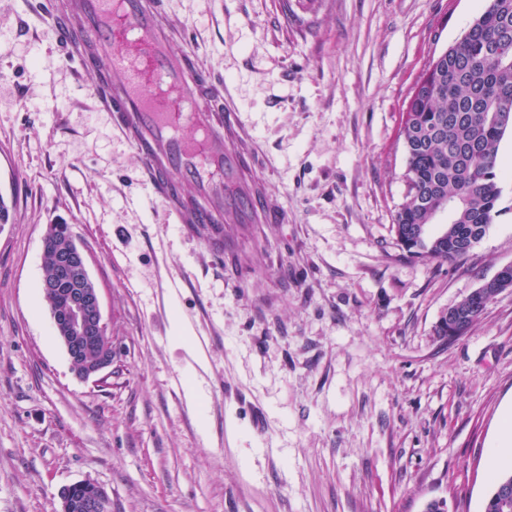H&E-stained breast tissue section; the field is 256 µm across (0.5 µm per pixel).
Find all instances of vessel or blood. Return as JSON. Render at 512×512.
Returning a JSON list of instances; mask_svg holds the SVG:
<instances>
[{"instance_id": "b4317fda", "label": "vessel or blood", "mask_w": 512, "mask_h": 512, "mask_svg": "<svg viewBox=\"0 0 512 512\" xmlns=\"http://www.w3.org/2000/svg\"><path fill=\"white\" fill-rule=\"evenodd\" d=\"M43 14L60 35L64 64L106 75L94 96L175 223H287L223 76L201 63L166 0H48ZM178 41L187 50L173 52Z\"/></svg>"}]
</instances>
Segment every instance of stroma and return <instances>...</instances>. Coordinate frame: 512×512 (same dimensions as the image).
<instances>
[{"label": "stroma", "mask_w": 512, "mask_h": 512, "mask_svg": "<svg viewBox=\"0 0 512 512\" xmlns=\"http://www.w3.org/2000/svg\"><path fill=\"white\" fill-rule=\"evenodd\" d=\"M41 0H0V512H57L89 479L112 512H482L512 413V288L467 336L441 312L512 263V132L499 213L461 262L404 258L399 138L430 60L486 0H167L223 75L284 224H176L61 60ZM70 225L117 358L72 373L42 276ZM206 339L188 406L173 318Z\"/></svg>", "instance_id": "35a3bbf8"}]
</instances>
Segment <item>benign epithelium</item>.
Returning a JSON list of instances; mask_svg holds the SVG:
<instances>
[{
	"mask_svg": "<svg viewBox=\"0 0 512 512\" xmlns=\"http://www.w3.org/2000/svg\"><path fill=\"white\" fill-rule=\"evenodd\" d=\"M511 286L512 264H507L468 294V298L476 300L490 289L498 294ZM41 289L44 293L56 292L64 299L65 322L57 330L76 376L85 381L98 378L114 363L116 346L103 317L99 289L91 281L85 255L76 242L55 255L54 273L42 280ZM77 485H90L93 492L75 498L72 486L64 487L59 512H112V503L100 485L90 480L79 481Z\"/></svg>",
	"mask_w": 512,
	"mask_h": 512,
	"instance_id": "7a95c632",
	"label": "benign epithelium"
}]
</instances>
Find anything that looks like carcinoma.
Segmentation results:
<instances>
[{"mask_svg": "<svg viewBox=\"0 0 512 512\" xmlns=\"http://www.w3.org/2000/svg\"><path fill=\"white\" fill-rule=\"evenodd\" d=\"M440 73L446 92L410 104L399 130L406 172V201L392 229L411 257L456 262L484 238L501 197L495 169L499 144L512 128L498 123L512 113V0H488L462 39L429 63L422 77ZM454 203L448 223L429 233L433 201ZM512 471L495 477L483 512H512Z\"/></svg>", "mask_w": 512, "mask_h": 512, "instance_id": "carcinoma-1", "label": "carcinoma"}]
</instances>
